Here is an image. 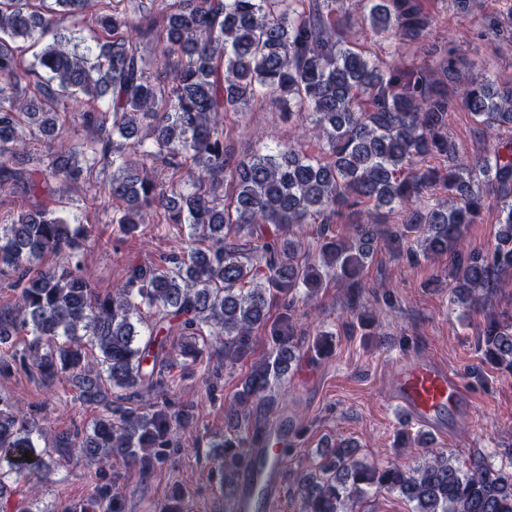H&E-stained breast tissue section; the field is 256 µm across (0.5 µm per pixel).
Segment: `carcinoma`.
Returning <instances> with one entry per match:
<instances>
[{
  "mask_svg": "<svg viewBox=\"0 0 512 512\" xmlns=\"http://www.w3.org/2000/svg\"><path fill=\"white\" fill-rule=\"evenodd\" d=\"M342 0H116L94 13L92 0H0V197L30 204L0 210V278L15 290L0 309V348L27 337L0 373L14 366L48 386L66 378L102 412L89 426L55 436L61 464L95 469L81 501L41 508L31 487L10 501L11 483L48 466L43 428L0 396V502L12 512H124L112 461L148 475L166 463L189 409L140 406L138 397L168 385L177 365L194 363L207 336L224 359L250 362L229 408L234 433L208 447L221 473L224 504L234 499L241 468L260 431L246 428L288 371L298 339L276 299L323 288L326 276L346 288L386 240L394 252L452 259L450 303L473 310L486 294L512 283V142L470 161L450 131L451 113H471L489 129L512 130V85L464 77L448 44L438 66L399 57L373 60L357 35L374 32L422 44L431 17L421 0H356L336 19ZM94 33L83 48L55 31ZM160 33V54L142 40ZM50 41H45L47 35ZM304 116L298 140L240 158L229 154L223 116L255 100ZM76 104L71 120L89 132L62 136L59 104ZM47 147L33 167L21 158L27 140ZM316 140L310 154L300 141ZM112 168L102 207L127 234L153 223L184 224L187 245L157 262L128 268L113 292L95 288L84 250L97 242L56 200V185ZM165 171L169 177L156 178ZM448 191L451 206L432 200ZM498 230L488 252L461 248L489 197ZM402 224L380 229L387 214ZM342 223L345 233L330 230ZM319 224L318 260L302 252L294 228ZM59 263L43 265L46 258ZM266 329L269 352L255 354ZM483 361L512 370V315L487 319L479 336ZM31 455V460L23 457ZM295 512H360L370 493H398L412 512H512V471L482 457L461 466L445 450L421 449L408 467L399 459L366 463L340 443L289 481Z\"/></svg>",
  "mask_w": 512,
  "mask_h": 512,
  "instance_id": "obj_1",
  "label": "carcinoma"
}]
</instances>
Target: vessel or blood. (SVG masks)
<instances>
[{
  "instance_id": "b4317fda",
  "label": "vessel or blood",
  "mask_w": 512,
  "mask_h": 512,
  "mask_svg": "<svg viewBox=\"0 0 512 512\" xmlns=\"http://www.w3.org/2000/svg\"><path fill=\"white\" fill-rule=\"evenodd\" d=\"M403 417L425 426L438 427L441 416L463 397L460 380L444 366L427 359L400 363L391 393ZM294 429L284 419L274 421L262 442L249 450L251 462L242 473L231 512H274L282 492V474L272 458L277 448L287 447Z\"/></svg>"
}]
</instances>
